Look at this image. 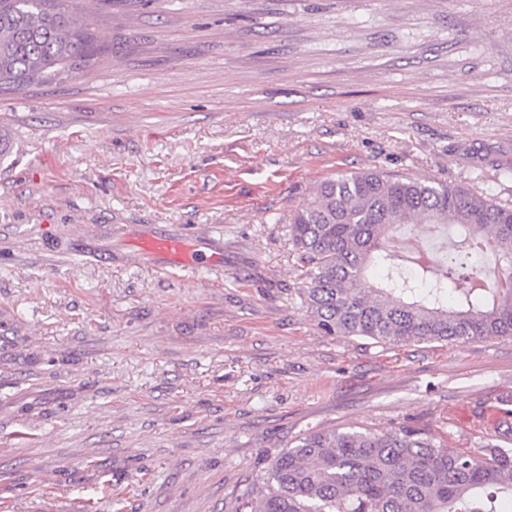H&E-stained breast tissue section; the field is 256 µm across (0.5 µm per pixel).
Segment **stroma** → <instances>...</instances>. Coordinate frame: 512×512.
<instances>
[{"instance_id": "35a3bbf8", "label": "stroma", "mask_w": 512, "mask_h": 512, "mask_svg": "<svg viewBox=\"0 0 512 512\" xmlns=\"http://www.w3.org/2000/svg\"><path fill=\"white\" fill-rule=\"evenodd\" d=\"M103 53L0 93V512H234L316 430L483 454L512 338L311 320L289 222L380 167L512 203V0H82ZM196 235L169 268L139 235ZM139 250L150 256H161L169 260L171 268L185 270L198 269L203 266L221 265V258L206 257L203 261L195 241L182 239L158 238L149 234L141 235L137 241Z\"/></svg>"}]
</instances>
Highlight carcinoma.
<instances>
[{"instance_id": "carcinoma-1", "label": "carcinoma", "mask_w": 512, "mask_h": 512, "mask_svg": "<svg viewBox=\"0 0 512 512\" xmlns=\"http://www.w3.org/2000/svg\"><path fill=\"white\" fill-rule=\"evenodd\" d=\"M69 0H0V92L60 80L100 44ZM429 225L424 264L397 241ZM302 298L330 335L381 342L512 336V204L380 168L323 180L289 228ZM235 512H512V449L478 457L399 424L313 431L277 453Z\"/></svg>"}]
</instances>
